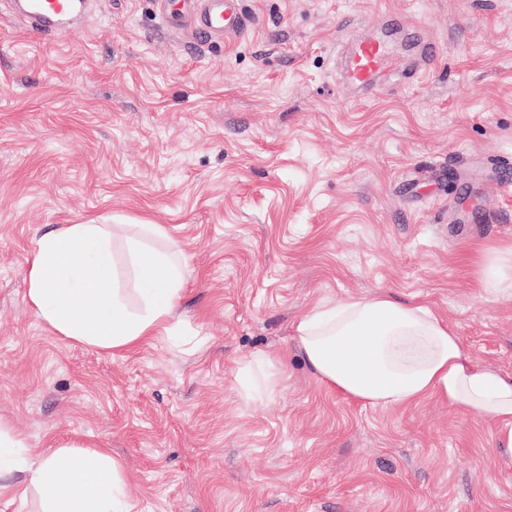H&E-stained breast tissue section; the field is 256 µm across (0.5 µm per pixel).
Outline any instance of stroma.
<instances>
[{
    "mask_svg": "<svg viewBox=\"0 0 512 512\" xmlns=\"http://www.w3.org/2000/svg\"><path fill=\"white\" fill-rule=\"evenodd\" d=\"M177 2L92 0L51 37L0 0V423L31 462L110 449L140 512H512L497 422L345 400L294 337L385 291L512 375V299L476 286L512 241V0H243L223 41ZM391 14L439 60L365 98L341 52ZM88 222L167 227L172 336L114 355L36 317L37 237Z\"/></svg>",
    "mask_w": 512,
    "mask_h": 512,
    "instance_id": "obj_1",
    "label": "stroma"
}]
</instances>
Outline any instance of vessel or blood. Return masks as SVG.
Masks as SVG:
<instances>
[{
    "mask_svg": "<svg viewBox=\"0 0 512 512\" xmlns=\"http://www.w3.org/2000/svg\"><path fill=\"white\" fill-rule=\"evenodd\" d=\"M82 6L81 0H22L20 12L42 32H52ZM194 22L201 35L208 38L231 36L245 28L247 16L242 0H199ZM418 46L415 64H405L389 42L365 37L351 44L345 62V80L349 85L368 89L380 76L393 78L395 84L414 83L424 68L439 57L436 42L426 38L420 29L409 31Z\"/></svg>",
    "mask_w": 512,
    "mask_h": 512,
    "instance_id": "vessel-or-blood-1",
    "label": "vessel or blood"
}]
</instances>
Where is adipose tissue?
Segmentation results:
<instances>
[{"mask_svg": "<svg viewBox=\"0 0 512 512\" xmlns=\"http://www.w3.org/2000/svg\"><path fill=\"white\" fill-rule=\"evenodd\" d=\"M477 274L485 293L512 298V244L483 251ZM27 282L31 308L58 335L115 353L172 335L186 292L179 247L162 224L49 229L36 241ZM295 338L307 368L346 398L380 407L436 399L501 423L499 446L512 462V376L477 361L437 312L381 292L316 306L296 324ZM22 445L0 426V478L23 474L40 493L42 512H135L107 449L60 447L31 467L15 457Z\"/></svg>", "mask_w": 512, "mask_h": 512, "instance_id": "obj_1", "label": "adipose tissue"}]
</instances>
